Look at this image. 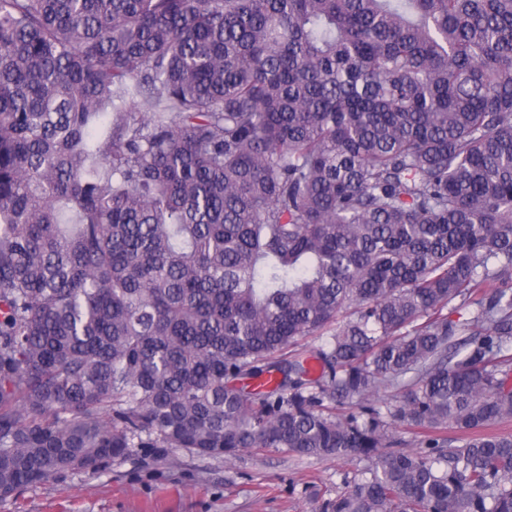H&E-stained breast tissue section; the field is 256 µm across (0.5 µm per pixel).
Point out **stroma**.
<instances>
[{"label":"stroma","instance_id":"stroma-1","mask_svg":"<svg viewBox=\"0 0 512 512\" xmlns=\"http://www.w3.org/2000/svg\"><path fill=\"white\" fill-rule=\"evenodd\" d=\"M367 466L272 449L233 459L135 448L97 473H65L0 500V512H322Z\"/></svg>","mask_w":512,"mask_h":512}]
</instances>
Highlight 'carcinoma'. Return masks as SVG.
I'll return each mask as SVG.
<instances>
[{"label":"carcinoma","mask_w":512,"mask_h":512,"mask_svg":"<svg viewBox=\"0 0 512 512\" xmlns=\"http://www.w3.org/2000/svg\"><path fill=\"white\" fill-rule=\"evenodd\" d=\"M508 418L512 0H0V500L272 448L512 512Z\"/></svg>","instance_id":"1"}]
</instances>
